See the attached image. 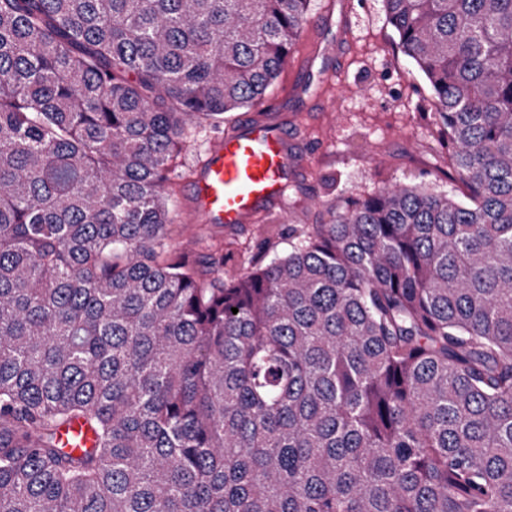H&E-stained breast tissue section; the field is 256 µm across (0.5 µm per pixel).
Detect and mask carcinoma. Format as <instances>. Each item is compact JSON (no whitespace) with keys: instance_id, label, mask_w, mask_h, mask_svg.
<instances>
[{"instance_id":"obj_1","label":"carcinoma","mask_w":512,"mask_h":512,"mask_svg":"<svg viewBox=\"0 0 512 512\" xmlns=\"http://www.w3.org/2000/svg\"><path fill=\"white\" fill-rule=\"evenodd\" d=\"M385 2L463 198L382 188L207 280L175 158L310 0H0V512H512V0Z\"/></svg>"}]
</instances>
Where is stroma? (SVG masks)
I'll use <instances>...</instances> for the list:
<instances>
[{
	"instance_id": "obj_1",
	"label": "stroma",
	"mask_w": 512,
	"mask_h": 512,
	"mask_svg": "<svg viewBox=\"0 0 512 512\" xmlns=\"http://www.w3.org/2000/svg\"><path fill=\"white\" fill-rule=\"evenodd\" d=\"M276 100L309 160L284 207L242 229L184 222L195 166L241 114L226 113L218 127L191 125L172 175L170 255L187 254L203 265L220 248L227 266L247 268L261 259L260 241L274 253L288 252L286 224L328 222L326 205L342 208L385 186L422 183L441 192L458 186L445 175L447 150L428 117L433 92L404 54L383 0H311L280 76L248 110L265 113Z\"/></svg>"
}]
</instances>
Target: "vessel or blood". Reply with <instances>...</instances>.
Here are the masks:
<instances>
[{"label": "vessel or blood", "instance_id": "b4317fda", "mask_svg": "<svg viewBox=\"0 0 512 512\" xmlns=\"http://www.w3.org/2000/svg\"><path fill=\"white\" fill-rule=\"evenodd\" d=\"M300 141L277 114L242 117L210 143L190 184L192 222L238 228L280 208L301 169Z\"/></svg>", "mask_w": 512, "mask_h": 512}]
</instances>
